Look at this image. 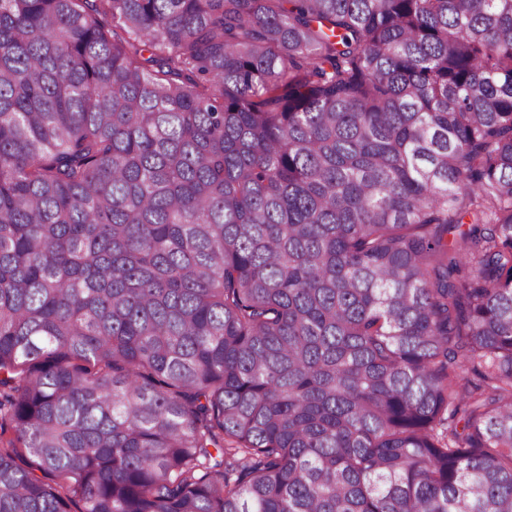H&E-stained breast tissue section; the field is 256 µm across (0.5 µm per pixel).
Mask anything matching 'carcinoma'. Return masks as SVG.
I'll list each match as a JSON object with an SVG mask.
<instances>
[{
	"label": "carcinoma",
	"mask_w": 512,
	"mask_h": 512,
	"mask_svg": "<svg viewBox=\"0 0 512 512\" xmlns=\"http://www.w3.org/2000/svg\"><path fill=\"white\" fill-rule=\"evenodd\" d=\"M0 512H512V0H0Z\"/></svg>",
	"instance_id": "cac0c4a2"
}]
</instances>
